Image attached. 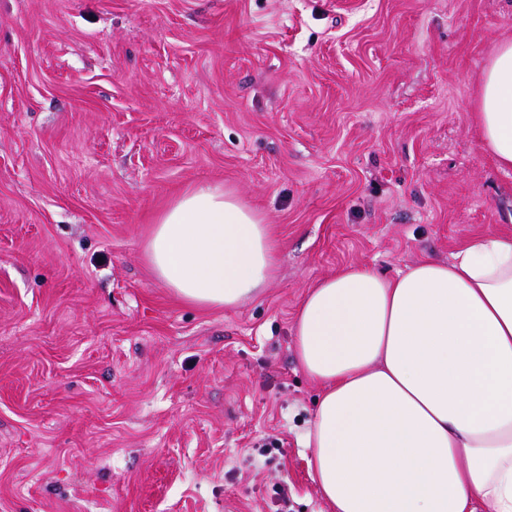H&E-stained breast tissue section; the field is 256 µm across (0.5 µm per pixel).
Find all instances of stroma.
<instances>
[{"label":"stroma","mask_w":512,"mask_h":512,"mask_svg":"<svg viewBox=\"0 0 512 512\" xmlns=\"http://www.w3.org/2000/svg\"><path fill=\"white\" fill-rule=\"evenodd\" d=\"M512 0H0V512H325L316 281L512 236L477 128ZM221 184L277 272L187 305L155 217Z\"/></svg>","instance_id":"35a3bbf8"}]
</instances>
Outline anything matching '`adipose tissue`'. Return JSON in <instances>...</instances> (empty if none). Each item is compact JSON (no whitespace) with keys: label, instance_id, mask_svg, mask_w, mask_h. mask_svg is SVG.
<instances>
[{"label":"adipose tissue","instance_id":"1","mask_svg":"<svg viewBox=\"0 0 512 512\" xmlns=\"http://www.w3.org/2000/svg\"><path fill=\"white\" fill-rule=\"evenodd\" d=\"M477 118L512 170V41L482 74ZM146 256L200 308L238 306L275 272L269 225L218 184L177 197ZM294 336L319 388L306 445L330 512H512V236L393 277L339 270L306 292Z\"/></svg>","mask_w":512,"mask_h":512}]
</instances>
